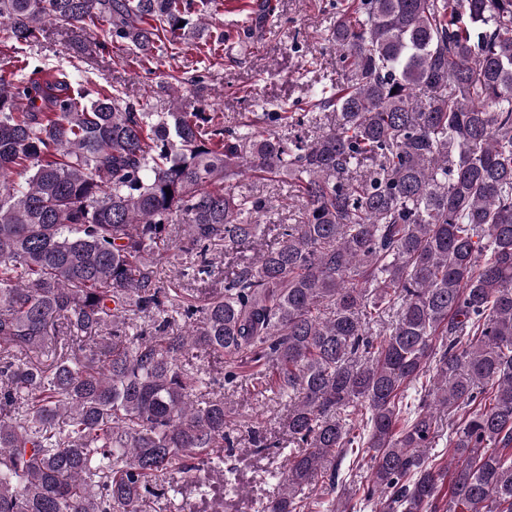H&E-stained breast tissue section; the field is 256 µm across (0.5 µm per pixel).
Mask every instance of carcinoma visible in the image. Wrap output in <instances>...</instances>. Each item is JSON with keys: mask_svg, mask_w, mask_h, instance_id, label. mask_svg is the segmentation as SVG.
Masks as SVG:
<instances>
[{"mask_svg": "<svg viewBox=\"0 0 512 512\" xmlns=\"http://www.w3.org/2000/svg\"><path fill=\"white\" fill-rule=\"evenodd\" d=\"M221 5L0 0V32L31 46L65 22L149 63ZM325 41L339 80L271 112L190 110L175 74L173 111L146 112L84 59L0 78V512H169V472L233 446L194 350L291 402L299 451L258 512H305L349 452L369 480L328 512H512V0H336ZM269 176L301 220L181 299L215 247L259 238L272 198L238 183ZM174 224L193 261L166 284ZM168 308L183 329L127 334Z\"/></svg>", "mask_w": 512, "mask_h": 512, "instance_id": "obj_1", "label": "carcinoma"}]
</instances>
